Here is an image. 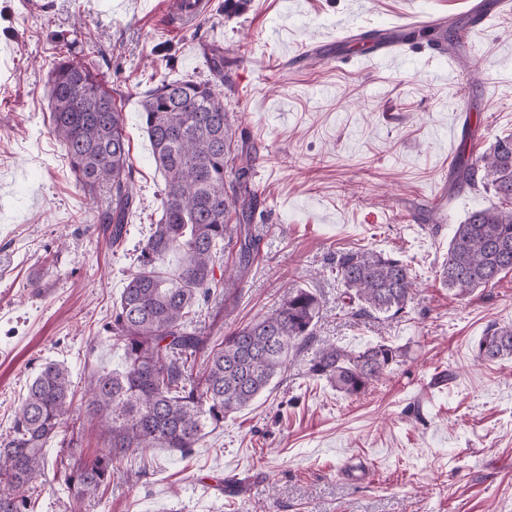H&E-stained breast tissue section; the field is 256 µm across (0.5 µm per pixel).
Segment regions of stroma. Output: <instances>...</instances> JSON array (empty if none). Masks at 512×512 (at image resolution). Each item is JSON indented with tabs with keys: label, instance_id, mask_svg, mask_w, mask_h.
I'll list each match as a JSON object with an SVG mask.
<instances>
[{
	"label": "stroma",
	"instance_id": "1",
	"mask_svg": "<svg viewBox=\"0 0 512 512\" xmlns=\"http://www.w3.org/2000/svg\"><path fill=\"white\" fill-rule=\"evenodd\" d=\"M175 0H0V434L46 360L75 390L91 367L120 365L103 331L157 218L156 169L140 101L161 81L207 77L224 56V106L259 164L258 255L238 301L213 297L203 325L227 333L262 315L283 288L317 291L319 341L352 350L406 347L377 390L348 397L289 368L230 414L191 455L149 448L117 465L102 504L83 512H512V361H478L486 328L512 321V273L468 297L434 271L455 224L496 205L485 189L452 191L459 151L479 157L512 134V9L460 51L459 79L437 62L384 68L314 53L343 24L395 29L423 16L469 20V0H211L180 27ZM93 52L122 113L136 207L120 246L90 223L94 204L50 131L48 71L61 46ZM471 116L472 143L455 138ZM408 261L419 283L393 321L347 315L332 270L338 250ZM364 463L358 482L345 462Z\"/></svg>",
	"mask_w": 512,
	"mask_h": 512
}]
</instances>
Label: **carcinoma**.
<instances>
[{
    "label": "carcinoma",
    "instance_id": "1",
    "mask_svg": "<svg viewBox=\"0 0 512 512\" xmlns=\"http://www.w3.org/2000/svg\"><path fill=\"white\" fill-rule=\"evenodd\" d=\"M205 63L221 84L229 83L224 60L207 55ZM49 98V122L71 170L99 199L91 221L103 225L116 246L135 202L121 113L100 74L73 57L69 45L52 63ZM141 107L164 189L159 218L103 325L123 361L92 371L82 396L85 415L105 435V449L89 461L68 463L82 442V427L68 422L75 392L67 368L45 362L0 439V512H30L31 501L19 491L45 475L43 449L53 441L59 457L54 475L71 497L72 512H82L85 503L102 501L116 463L156 445L191 453L305 352L311 353L306 375L349 397L367 394L406 356L385 342L358 351L315 345L321 301L310 288L286 289L271 310L222 336L201 325L200 306L219 291L237 289L239 272L258 252L251 224L258 199L250 188L257 155L238 144L234 120L208 78L163 81L145 93ZM453 172L458 187L490 188L505 203L454 225L435 279L466 297L512 272V135L497 139L478 165L460 154ZM226 252L237 255L238 270L218 276L216 263ZM334 269L352 316L394 320L412 300L415 277L400 257L351 248L336 252ZM474 353L481 361L511 358L512 322L487 327Z\"/></svg>",
    "mask_w": 512,
    "mask_h": 512
}]
</instances>
